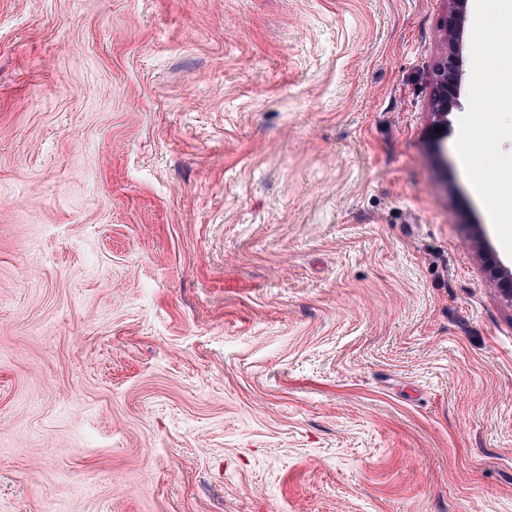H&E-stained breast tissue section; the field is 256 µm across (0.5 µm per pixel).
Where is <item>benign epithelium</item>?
Masks as SVG:
<instances>
[{
  "instance_id": "benign-epithelium-1",
  "label": "benign epithelium",
  "mask_w": 512,
  "mask_h": 512,
  "mask_svg": "<svg viewBox=\"0 0 512 512\" xmlns=\"http://www.w3.org/2000/svg\"><path fill=\"white\" fill-rule=\"evenodd\" d=\"M449 3L456 22L448 24V55L436 70L431 101V112L438 124L459 105L460 63L457 48L462 37L459 20L463 17L467 0H449Z\"/></svg>"
}]
</instances>
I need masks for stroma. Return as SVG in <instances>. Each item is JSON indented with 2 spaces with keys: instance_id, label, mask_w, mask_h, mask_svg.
<instances>
[{
  "instance_id": "obj_1",
  "label": "stroma",
  "mask_w": 512,
  "mask_h": 512,
  "mask_svg": "<svg viewBox=\"0 0 512 512\" xmlns=\"http://www.w3.org/2000/svg\"><path fill=\"white\" fill-rule=\"evenodd\" d=\"M478 2L0 0V512H512ZM467 0H449L456 22L448 24V55L436 70L431 101V112L437 124L443 123L448 112L459 105L460 63L457 53L462 37L461 26L457 21L463 17ZM475 55L477 61V80L476 91L482 93L490 86V80L494 73V68L490 64V55L484 48V42L478 39L475 45ZM471 124L466 123L464 128L459 132V148L468 162V165L475 177V182L480 188H484L486 182L484 180L482 170L483 153L475 148L473 138L470 135Z\"/></svg>"
}]
</instances>
